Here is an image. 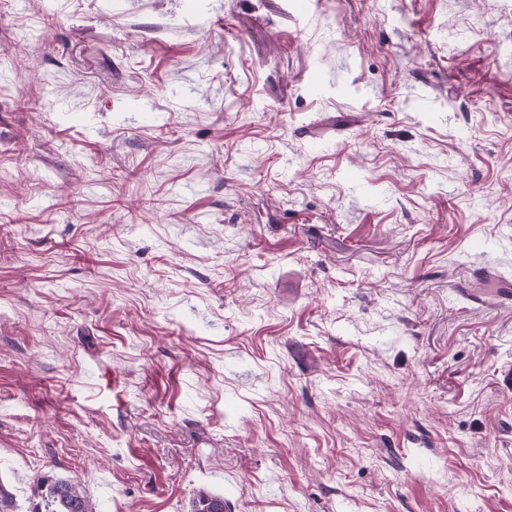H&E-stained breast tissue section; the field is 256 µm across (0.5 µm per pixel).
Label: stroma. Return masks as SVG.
Instances as JSON below:
<instances>
[{
  "mask_svg": "<svg viewBox=\"0 0 512 512\" xmlns=\"http://www.w3.org/2000/svg\"><path fill=\"white\" fill-rule=\"evenodd\" d=\"M512 0H0V482L100 512H512ZM37 497L30 512H100L79 484L65 479L43 477ZM189 512H224V498L207 490H198L190 501Z\"/></svg>",
  "mask_w": 512,
  "mask_h": 512,
  "instance_id": "1",
  "label": "stroma"
}]
</instances>
